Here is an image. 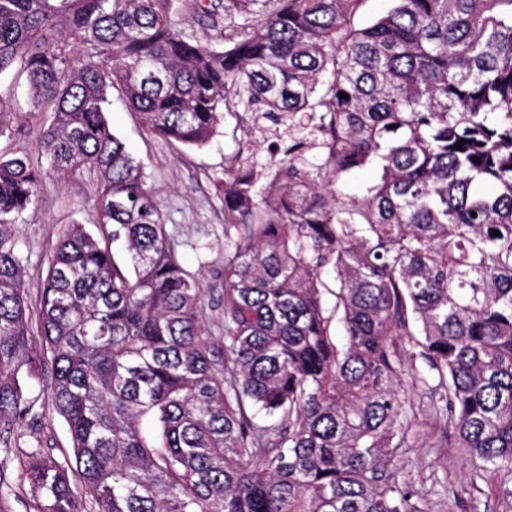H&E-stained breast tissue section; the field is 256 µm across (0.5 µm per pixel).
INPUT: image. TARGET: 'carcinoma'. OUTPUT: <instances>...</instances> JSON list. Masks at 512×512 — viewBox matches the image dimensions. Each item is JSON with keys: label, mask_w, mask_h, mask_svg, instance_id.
Wrapping results in <instances>:
<instances>
[{"label": "carcinoma", "mask_w": 512, "mask_h": 512, "mask_svg": "<svg viewBox=\"0 0 512 512\" xmlns=\"http://www.w3.org/2000/svg\"><path fill=\"white\" fill-rule=\"evenodd\" d=\"M361 2L277 0L218 49L174 26L173 0H0V74L28 89L0 112L50 114L28 129L47 166L0 155V423L30 413L19 373H44L74 455L25 453L37 512H423L398 465L396 336L446 383L473 476H503L512 499V0H395L357 28ZM114 89L149 133L189 146L231 90L317 120L315 171L295 142L266 193L251 168L224 181L221 339L105 118ZM367 166L362 197L335 192ZM47 176L89 180L100 238L81 224L61 238L34 357L12 226Z\"/></svg>", "instance_id": "1"}]
</instances>
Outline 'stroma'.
Segmentation results:
<instances>
[{
    "label": "stroma",
    "instance_id": "35a3bbf8",
    "mask_svg": "<svg viewBox=\"0 0 512 512\" xmlns=\"http://www.w3.org/2000/svg\"><path fill=\"white\" fill-rule=\"evenodd\" d=\"M220 2L200 0L198 11L178 5L171 18L191 39L225 48L236 41L244 16L238 13L212 23L206 9ZM106 116L113 132L143 163L180 264L207 291L202 315L206 334L223 335L224 177L228 171L250 168L260 176L259 187H267L269 172L297 141L305 144L301 164L314 169L322 157L319 132L308 113L271 119L232 96L215 134L200 148L146 132L120 92L109 96ZM94 220L93 188L88 182L74 181L64 187L51 179L43 182L35 209L26 212L13 229L30 305L39 302V286L68 225L79 223L92 232ZM416 365L422 379L404 390L409 426L408 446L400 457L403 477L412 484L425 512H505L499 476L473 478L461 449L449 441L447 422L435 415L440 389L436 372L424 360ZM29 398L33 409L24 425H0V512H36L21 478L25 451L42 446L52 449L60 460L72 454L68 427L51 408L48 385L31 384Z\"/></svg>",
    "mask_w": 512,
    "mask_h": 512
}]
</instances>
